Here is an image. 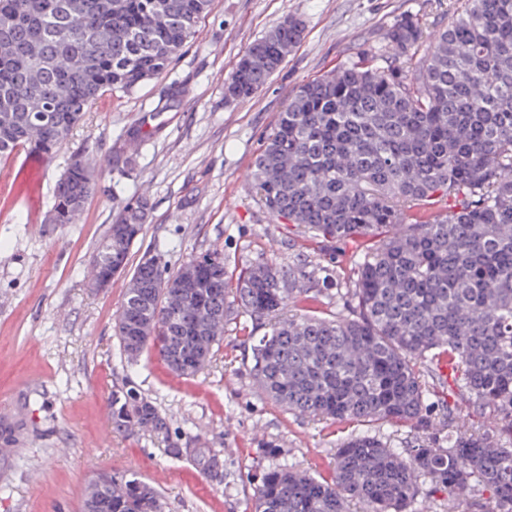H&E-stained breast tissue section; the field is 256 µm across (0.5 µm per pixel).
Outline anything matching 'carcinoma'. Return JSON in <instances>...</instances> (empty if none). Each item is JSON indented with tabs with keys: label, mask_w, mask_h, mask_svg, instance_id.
<instances>
[{
	"label": "carcinoma",
	"mask_w": 512,
	"mask_h": 512,
	"mask_svg": "<svg viewBox=\"0 0 512 512\" xmlns=\"http://www.w3.org/2000/svg\"><path fill=\"white\" fill-rule=\"evenodd\" d=\"M212 0H0V159L51 155L104 93H131L164 72ZM289 18L254 40L225 97L261 90L301 42ZM404 16L386 33L394 64L349 62L300 85L265 136L250 174L260 201L328 252L373 241L347 290L349 313L318 310L302 273L261 264L231 283L216 250L168 272L149 256L132 274L115 335L128 361L154 347L166 366L197 375L224 339L228 297L267 327L251 347L259 387L313 420L427 425L416 361L448 364L452 383L496 406L494 429L461 425L402 455L351 435L336 474L320 481L263 471L249 512H412L418 478L450 498L489 492L483 512H512V0H460L432 53ZM183 97L168 88L155 112ZM96 174L70 158L50 221L72 224ZM147 200H129L94 257L101 274L125 271ZM180 284L164 288L162 282ZM112 428L168 437L155 404L131 386L108 397ZM20 424L0 427L17 446ZM218 476L217 454L197 449ZM83 512H163L158 489L135 473H99Z\"/></svg>",
	"instance_id": "cac0c4a2"
}]
</instances>
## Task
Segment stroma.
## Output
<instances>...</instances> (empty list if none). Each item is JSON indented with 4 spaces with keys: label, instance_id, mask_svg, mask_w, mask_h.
I'll return each mask as SVG.
<instances>
[{
    "label": "stroma",
    "instance_id": "obj_1",
    "mask_svg": "<svg viewBox=\"0 0 512 512\" xmlns=\"http://www.w3.org/2000/svg\"><path fill=\"white\" fill-rule=\"evenodd\" d=\"M455 2L213 0L157 79L98 99L51 157L22 151L0 161V409L27 424L25 443L0 459V512H82L85 486L100 471L141 475L161 491L164 512H247L260 469L330 479L348 436L373 435L402 452L433 428L445 437L462 422L495 427L497 410L459 390L434 405L428 429L293 414L255 382L250 346L264 329L242 312L226 322L223 343L196 376L171 373L152 348L128 362L113 326L129 273L113 276L102 291L89 286V263L113 216L128 200L144 198L151 209L130 250L131 268L156 255L173 271L212 250L223 253L233 275L262 263L299 267L304 287L320 289L324 310L346 314V290L366 240L338 244L328 256L308 234L289 231L250 185L254 159L299 85L350 61L373 62L387 51L388 28L407 15L421 20L423 50L431 52ZM290 17L305 30L282 69L253 97L226 98L224 82L241 53ZM173 83L184 89L181 105L157 118L149 140L126 139ZM118 148L132 159L123 173L109 168ZM83 149L99 174L96 185L76 223H50L60 176ZM123 384L154 402L168 437L103 431L108 395ZM268 442L277 446L270 456L263 453ZM189 448L219 452L221 479L204 475L186 456Z\"/></svg>",
    "mask_w": 512,
    "mask_h": 512
}]
</instances>
